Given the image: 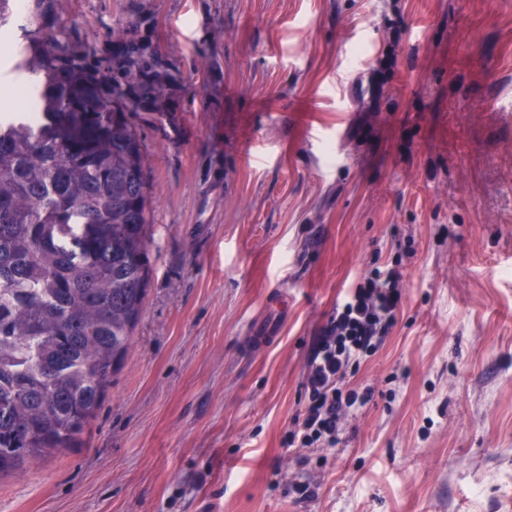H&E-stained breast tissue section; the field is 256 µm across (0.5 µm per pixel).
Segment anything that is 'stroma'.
Segmentation results:
<instances>
[{
	"mask_svg": "<svg viewBox=\"0 0 512 512\" xmlns=\"http://www.w3.org/2000/svg\"><path fill=\"white\" fill-rule=\"evenodd\" d=\"M23 3L0 82L40 29L171 81L131 116L132 350L85 447L0 479V512H512V0ZM396 261L397 323L350 382L371 402L288 446L327 314Z\"/></svg>",
	"mask_w": 512,
	"mask_h": 512,
	"instance_id": "1",
	"label": "stroma"
}]
</instances>
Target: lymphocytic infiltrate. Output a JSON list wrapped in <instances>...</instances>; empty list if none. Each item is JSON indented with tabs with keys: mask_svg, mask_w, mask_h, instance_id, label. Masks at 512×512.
Returning a JSON list of instances; mask_svg holds the SVG:
<instances>
[{
	"mask_svg": "<svg viewBox=\"0 0 512 512\" xmlns=\"http://www.w3.org/2000/svg\"><path fill=\"white\" fill-rule=\"evenodd\" d=\"M399 265L366 272L328 315L307 365V401L292 439L301 445L335 446L345 414L363 408L371 393L349 389L348 377L390 335L402 305Z\"/></svg>",
	"mask_w": 512,
	"mask_h": 512,
	"instance_id": "obj_1",
	"label": "lymphocytic infiltrate"
}]
</instances>
